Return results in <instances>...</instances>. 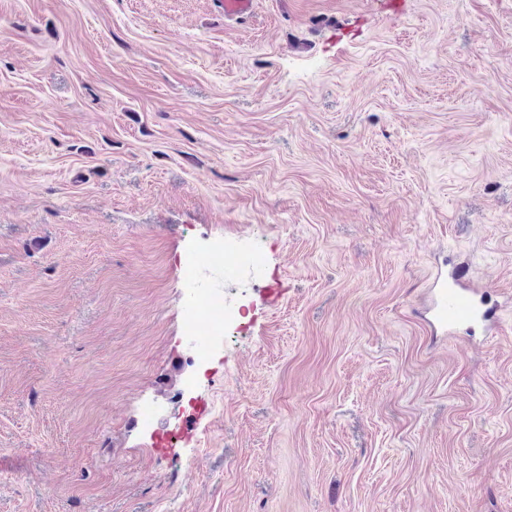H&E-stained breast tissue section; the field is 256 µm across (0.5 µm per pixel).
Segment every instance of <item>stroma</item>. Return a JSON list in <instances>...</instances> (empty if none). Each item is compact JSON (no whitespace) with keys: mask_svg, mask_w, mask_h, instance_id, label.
<instances>
[{"mask_svg":"<svg viewBox=\"0 0 512 512\" xmlns=\"http://www.w3.org/2000/svg\"><path fill=\"white\" fill-rule=\"evenodd\" d=\"M0 512H512V0H0ZM496 310L484 292L470 285L466 269L459 267L451 282L444 280L434 288L430 314L433 324L452 332L462 327H489L495 323Z\"/></svg>","mask_w":512,"mask_h":512,"instance_id":"stroma-1","label":"stroma"}]
</instances>
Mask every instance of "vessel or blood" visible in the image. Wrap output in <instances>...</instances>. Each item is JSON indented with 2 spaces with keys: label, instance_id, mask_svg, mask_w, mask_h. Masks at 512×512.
Segmentation results:
<instances>
[{
  "label": "vessel or blood",
  "instance_id": "1",
  "mask_svg": "<svg viewBox=\"0 0 512 512\" xmlns=\"http://www.w3.org/2000/svg\"><path fill=\"white\" fill-rule=\"evenodd\" d=\"M496 310L484 292L471 286L466 269L460 267L450 281L434 289L430 314L433 324L452 332L462 327L491 326Z\"/></svg>",
  "mask_w": 512,
  "mask_h": 512
}]
</instances>
